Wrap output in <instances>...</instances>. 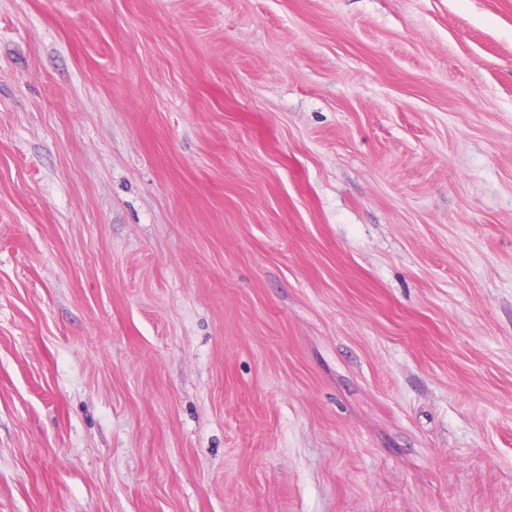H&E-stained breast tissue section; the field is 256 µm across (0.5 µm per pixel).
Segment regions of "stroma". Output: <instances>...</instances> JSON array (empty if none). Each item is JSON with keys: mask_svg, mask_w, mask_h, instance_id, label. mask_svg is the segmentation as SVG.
<instances>
[{"mask_svg": "<svg viewBox=\"0 0 512 512\" xmlns=\"http://www.w3.org/2000/svg\"><path fill=\"white\" fill-rule=\"evenodd\" d=\"M0 512H512V0H0Z\"/></svg>", "mask_w": 512, "mask_h": 512, "instance_id": "35a3bbf8", "label": "stroma"}]
</instances>
